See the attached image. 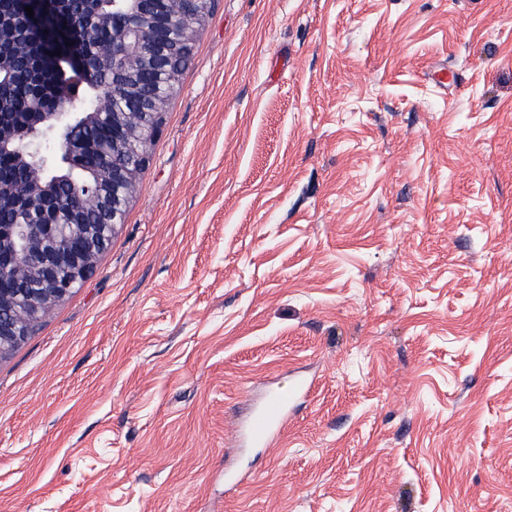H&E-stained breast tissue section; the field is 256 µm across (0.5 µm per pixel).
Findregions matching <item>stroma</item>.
<instances>
[{
  "instance_id": "1",
  "label": "stroma",
  "mask_w": 512,
  "mask_h": 512,
  "mask_svg": "<svg viewBox=\"0 0 512 512\" xmlns=\"http://www.w3.org/2000/svg\"><path fill=\"white\" fill-rule=\"evenodd\" d=\"M0 512H512V0H217L0 359ZM307 391L306 382L298 379L287 389H278L269 394L246 429L249 442L269 445L285 428L290 401L305 395Z\"/></svg>"
}]
</instances>
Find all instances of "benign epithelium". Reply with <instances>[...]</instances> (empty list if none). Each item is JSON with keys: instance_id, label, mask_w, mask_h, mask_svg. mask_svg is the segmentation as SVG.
Listing matches in <instances>:
<instances>
[{"instance_id": "benign-epithelium-1", "label": "benign epithelium", "mask_w": 512, "mask_h": 512, "mask_svg": "<svg viewBox=\"0 0 512 512\" xmlns=\"http://www.w3.org/2000/svg\"><path fill=\"white\" fill-rule=\"evenodd\" d=\"M152 0H112L122 14V26L112 35V67L135 74L147 68L160 54V44L172 34L183 41V53L191 59L190 33L201 28L214 7L215 0H170L171 11L153 14ZM61 55H51L56 49ZM46 63L62 76L54 111L40 115L28 130L0 128V156L10 155L35 171L36 177L16 188L0 183V209L25 207L28 212L51 205L50 224H0V351L7 342H21L20 318L35 311L46 315L62 302L96 269L99 256L107 248L116 227L123 223L124 211L112 209L106 223L88 224V205L106 206L109 191L124 187L125 203L134 197L138 175L149 162L163 113H152V136L142 134L139 103L131 101L112 113V147L137 141L133 162L112 161V166L95 178L91 185L70 182L66 199H55L58 178L54 171L70 163L65 145L74 130L111 110L110 94L101 91L88 58L74 44L67 20L61 18L48 29ZM39 287L28 300L19 301V290L30 281Z\"/></svg>"}]
</instances>
